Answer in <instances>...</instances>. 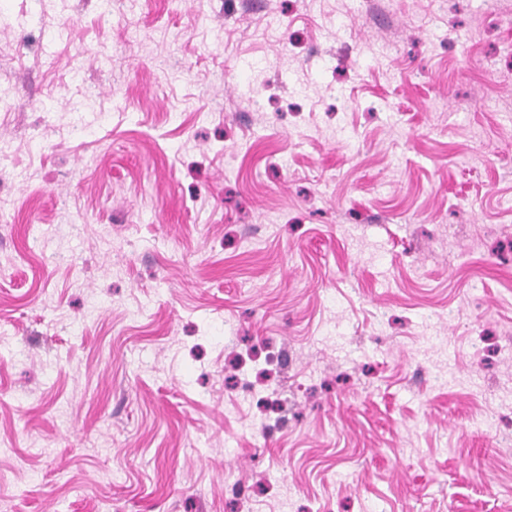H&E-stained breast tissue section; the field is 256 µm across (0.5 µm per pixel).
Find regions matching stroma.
<instances>
[{"label":"stroma","instance_id":"35a3bbf8","mask_svg":"<svg viewBox=\"0 0 512 512\" xmlns=\"http://www.w3.org/2000/svg\"><path fill=\"white\" fill-rule=\"evenodd\" d=\"M504 14L0 0V512H512Z\"/></svg>","mask_w":512,"mask_h":512}]
</instances>
